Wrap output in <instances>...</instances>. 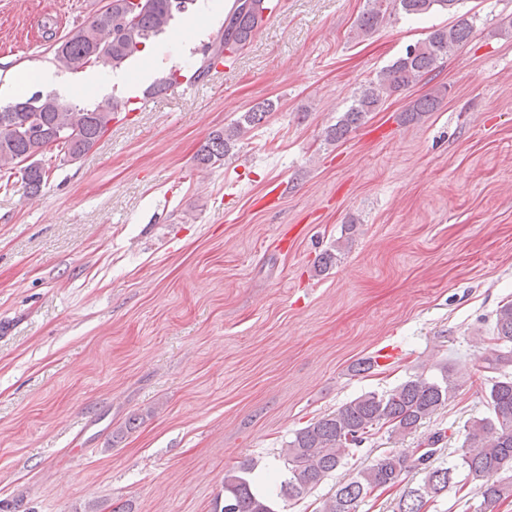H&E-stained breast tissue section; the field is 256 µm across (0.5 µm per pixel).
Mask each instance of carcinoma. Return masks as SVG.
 <instances>
[{
    "label": "carcinoma",
    "instance_id": "carcinoma-1",
    "mask_svg": "<svg viewBox=\"0 0 512 512\" xmlns=\"http://www.w3.org/2000/svg\"><path fill=\"white\" fill-rule=\"evenodd\" d=\"M196 0H140L137 12L128 15L130 0H108L91 20L74 26L54 48L57 66L77 72L103 62L114 68L140 52L143 44L166 33L179 14L189 12ZM460 0H368L359 22V34L374 32L387 17L401 12L419 16L432 11L452 12ZM269 0H232L221 28L200 50L199 65L185 76L200 82L212 69L237 54L253 39L266 20L264 10L274 8ZM473 22L459 16L450 26L437 28L427 38L406 47L405 52L378 72L367 87L354 95L351 106L336 125L325 132L326 140L337 142L358 128L366 116L388 98L403 92L440 67L448 56L467 43ZM441 86L408 105L407 123L418 122L436 110ZM275 110L271 101L262 102L241 115L239 121L212 133L196 154L203 165L224 160L248 130L260 125ZM126 111L117 102L92 108L69 103L40 90L0 105V178L21 174L26 193L33 197L46 184L56 161L83 157L108 130L116 114ZM493 347L482 358L484 371L491 374L486 398L488 415L472 420L465 429L461 466L475 481L481 498L476 512H496L497 505L512 497V301L498 306L492 337ZM462 373L444 370L439 379L412 377L391 390L371 391L340 406L336 411L296 430L288 440L283 458L284 479L277 496L299 500L320 485L360 447L371 432L385 425L399 435L417 431L423 421L455 397L462 386ZM445 437L437 432L427 440L418 456L387 454L361 469L356 476L338 483L321 512H357L358 504L373 492L393 487L411 467L423 466L422 483L400 497L398 512H426L427 504L448 490L454 466L432 467L429 460ZM220 512H277L275 501L259 488L254 465L242 461L224 479V505Z\"/></svg>",
    "mask_w": 512,
    "mask_h": 512
}]
</instances>
